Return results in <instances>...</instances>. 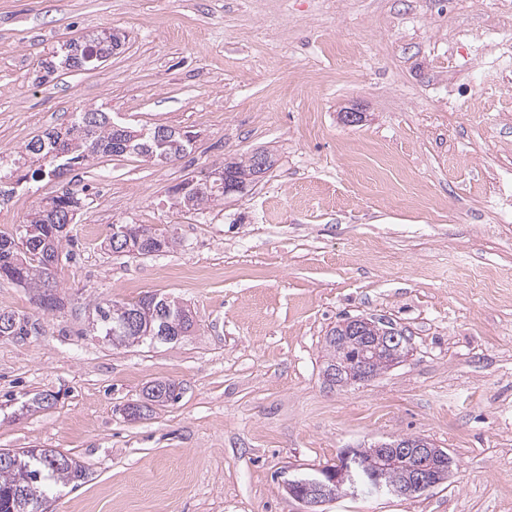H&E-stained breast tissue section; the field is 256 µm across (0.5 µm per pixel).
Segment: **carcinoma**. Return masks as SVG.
I'll list each match as a JSON object with an SVG mask.
<instances>
[{
  "instance_id": "obj_1",
  "label": "carcinoma",
  "mask_w": 512,
  "mask_h": 512,
  "mask_svg": "<svg viewBox=\"0 0 512 512\" xmlns=\"http://www.w3.org/2000/svg\"><path fill=\"white\" fill-rule=\"evenodd\" d=\"M109 57L112 45L102 43L99 35H88L66 46L65 51L52 56L51 65L44 68L50 76L61 70H85L90 66L88 58ZM114 120L107 112L90 109L81 112L64 131L51 130L42 136L30 139L19 150L10 155H0V184L14 176V173L36 166V171L49 176L57 170H68L95 156H121L126 148L153 144L155 131L147 130L144 137L126 145L124 139L113 128ZM224 200V189L207 187L190 195L189 209L200 211ZM80 208L77 194L65 189L49 198L45 204L31 213L25 222V230L18 235L0 232V278H7L33 292L39 299L42 289L53 276L48 263L59 264L62 259L70 260V252L63 251V243H74L70 234L68 214ZM126 234L121 239L135 255H152L164 252L175 244V238L167 232L146 224L125 225ZM165 297L146 294L132 304L97 302L94 305L96 330L102 336H113L116 346H128L138 341L156 344L168 343L170 337L190 328L181 314L172 309L165 316H159L158 307ZM136 314L140 321L151 322L154 336L141 337L132 328H120V322L127 313ZM28 321L12 312H0V336H21L27 333ZM325 347L328 362L341 360L351 349L349 341L342 337L339 326L332 327L326 334ZM176 383L154 381L145 388L146 402L134 405L138 414L143 415L153 404L171 403L177 400ZM360 465L354 472V480L365 485L364 492L375 493L378 487L370 480L368 472L378 469V457L372 448L358 450ZM87 476L86 468L79 461L46 448L21 451L0 450V512H33L34 500H42L52 485L78 486Z\"/></svg>"
}]
</instances>
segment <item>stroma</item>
Masks as SVG:
<instances>
[{"label":"stroma","instance_id":"1","mask_svg":"<svg viewBox=\"0 0 512 512\" xmlns=\"http://www.w3.org/2000/svg\"><path fill=\"white\" fill-rule=\"evenodd\" d=\"M113 28L120 53L38 84L42 58ZM95 107L197 138L170 164L98 156L0 202L5 232L63 188L83 202L61 310L0 280V311L30 328L0 336V448L88 473L44 512H301L286 482L407 436L453 456L447 482L324 512H512V0H0V151ZM258 150L277 163L245 196L172 206L175 184ZM125 223L177 244L113 255ZM147 293L188 306L190 335L117 349L93 330L95 302ZM354 316L410 353L333 386L324 338ZM154 380L179 399L128 420Z\"/></svg>","mask_w":512,"mask_h":512}]
</instances>
